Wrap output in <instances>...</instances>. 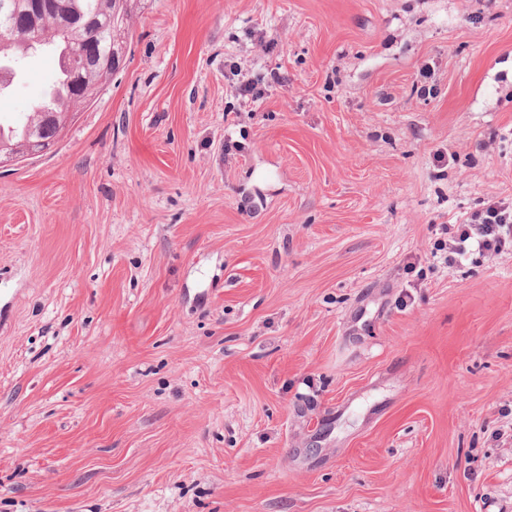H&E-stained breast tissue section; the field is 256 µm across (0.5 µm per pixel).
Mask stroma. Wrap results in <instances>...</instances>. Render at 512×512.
Returning <instances> with one entry per match:
<instances>
[{"mask_svg": "<svg viewBox=\"0 0 512 512\" xmlns=\"http://www.w3.org/2000/svg\"><path fill=\"white\" fill-rule=\"evenodd\" d=\"M125 33L0 168V512H512V251H434L512 199V0H130ZM58 72L20 60L0 124Z\"/></svg>", "mask_w": 512, "mask_h": 512, "instance_id": "35a3bbf8", "label": "stroma"}]
</instances>
